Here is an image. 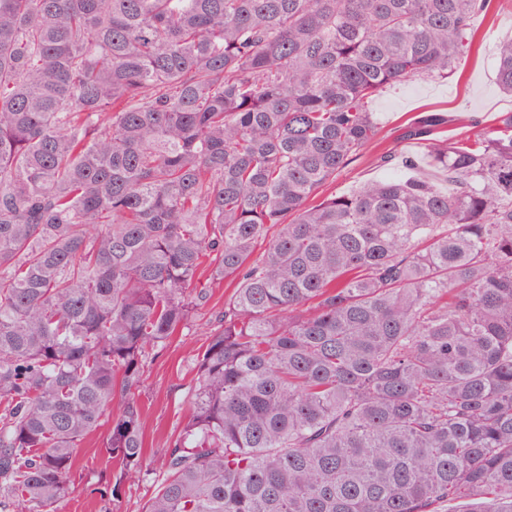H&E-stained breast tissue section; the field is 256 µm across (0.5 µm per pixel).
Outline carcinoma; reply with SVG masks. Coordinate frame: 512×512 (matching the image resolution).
<instances>
[{"label": "carcinoma", "instance_id": "carcinoma-1", "mask_svg": "<svg viewBox=\"0 0 512 512\" xmlns=\"http://www.w3.org/2000/svg\"><path fill=\"white\" fill-rule=\"evenodd\" d=\"M492 6L0 0V512H58L104 423L140 473L206 260L235 288L142 512H512V112L310 204Z\"/></svg>", "mask_w": 512, "mask_h": 512}]
</instances>
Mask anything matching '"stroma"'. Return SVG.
Returning a JSON list of instances; mask_svg holds the SVG:
<instances>
[{
  "label": "stroma",
  "instance_id": "stroma-1",
  "mask_svg": "<svg viewBox=\"0 0 512 512\" xmlns=\"http://www.w3.org/2000/svg\"><path fill=\"white\" fill-rule=\"evenodd\" d=\"M474 28L473 49L454 76L398 83L369 101L368 108L378 122V135L323 187V195L347 194L365 183L393 176L412 174L436 180V172L427 165L411 173L396 164L404 156H423L424 141L406 137L405 129L427 114L443 118L439 134L460 138L477 128L493 126L501 113L512 112V97L501 92L495 76L497 49L512 39V0H496L488 14L475 19ZM387 154L392 155V163H382V156ZM233 288L230 280H209L206 296L192 313L187 328L166 345L149 351L140 393L146 456L139 478H122L121 464L102 450L107 430L99 428L86 436L78 451L79 487L61 504V512H141L158 485L159 451L175 439L189 410L195 377L193 360L206 346L215 317ZM112 487L117 490L113 496L108 493Z\"/></svg>",
  "mask_w": 512,
  "mask_h": 512
}]
</instances>
